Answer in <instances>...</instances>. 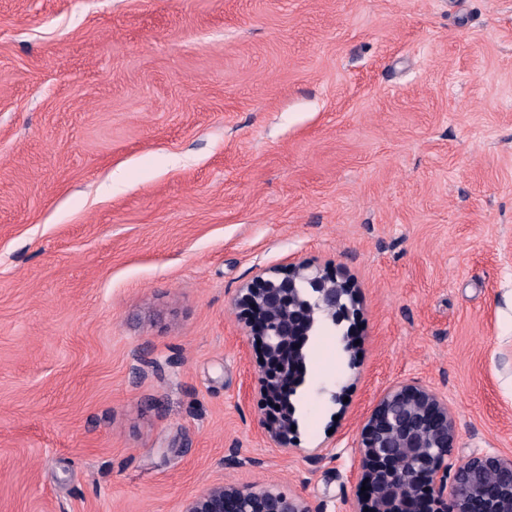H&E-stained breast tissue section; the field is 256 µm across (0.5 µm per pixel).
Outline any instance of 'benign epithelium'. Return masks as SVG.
<instances>
[{
  "label": "benign epithelium",
  "instance_id": "benign-epithelium-1",
  "mask_svg": "<svg viewBox=\"0 0 512 512\" xmlns=\"http://www.w3.org/2000/svg\"><path fill=\"white\" fill-rule=\"evenodd\" d=\"M239 302L263 354L261 389L275 407L268 433L286 446L296 425L282 408L285 389L298 386L300 344L314 315L351 322L357 315L355 290L311 264L288 267L246 289ZM456 447L448 401L412 384L388 389L371 411L358 448L363 455L360 482L366 487L357 512H512V457L484 453L470 457L448 476ZM500 478L496 489L487 474ZM184 512H312L299 496L233 485L210 487L188 501Z\"/></svg>",
  "mask_w": 512,
  "mask_h": 512
}]
</instances>
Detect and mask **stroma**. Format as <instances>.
<instances>
[{
    "mask_svg": "<svg viewBox=\"0 0 512 512\" xmlns=\"http://www.w3.org/2000/svg\"><path fill=\"white\" fill-rule=\"evenodd\" d=\"M289 262L361 313L285 447L238 300ZM402 383L512 455V0H0V512H353ZM184 512H312L299 496L233 485L209 487L188 501Z\"/></svg>",
    "mask_w": 512,
    "mask_h": 512,
    "instance_id": "1",
    "label": "stroma"
}]
</instances>
